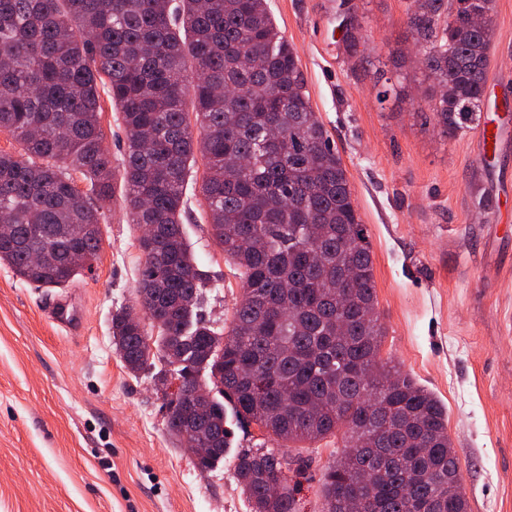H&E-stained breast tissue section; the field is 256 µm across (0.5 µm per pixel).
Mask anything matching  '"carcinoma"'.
Segmentation results:
<instances>
[{"label":"carcinoma","instance_id":"cac0c4a2","mask_svg":"<svg viewBox=\"0 0 512 512\" xmlns=\"http://www.w3.org/2000/svg\"><path fill=\"white\" fill-rule=\"evenodd\" d=\"M481 14L478 25L465 15ZM420 98L454 137L481 120L495 0H408ZM191 57L193 75L186 73ZM129 133L121 161L129 221L144 228L132 308L112 314V344L132 374L184 393L167 431L205 448L229 443L228 412L276 442L343 431L328 466L324 512H468L448 411L379 352L373 260L342 159L305 91L267 0H0V263L39 288H64L94 261L116 167L103 149L99 87ZM195 123H190L186 103ZM213 236L242 277L229 330L195 317L209 282L183 235L190 163ZM78 172L86 190L75 185ZM158 328L152 342L144 321ZM205 391L195 418L187 394ZM235 476L252 512H299L278 448L243 451ZM272 479L278 495L269 494Z\"/></svg>","mask_w":512,"mask_h":512}]
</instances>
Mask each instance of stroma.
Segmentation results:
<instances>
[{
    "label": "stroma",
    "mask_w": 512,
    "mask_h": 512,
    "mask_svg": "<svg viewBox=\"0 0 512 512\" xmlns=\"http://www.w3.org/2000/svg\"><path fill=\"white\" fill-rule=\"evenodd\" d=\"M293 47L314 112L346 167L370 242L381 358L399 362L448 409L470 512H512V0H496L479 126L442 134L420 109L408 0H267ZM359 16L362 40L341 36ZM402 76L377 103L378 77ZM103 144L120 164L127 132L101 96ZM196 161L183 226L211 281L202 316L229 325L241 278L216 244ZM115 179L91 270L38 288L0 264V512H251L233 461L271 446L258 425L229 419L223 461L200 471L166 430L150 376H133L112 344V315L133 302L144 257ZM70 299L67 329L49 304ZM331 435L289 449L301 512H321Z\"/></svg>",
    "instance_id": "stroma-1"
}]
</instances>
